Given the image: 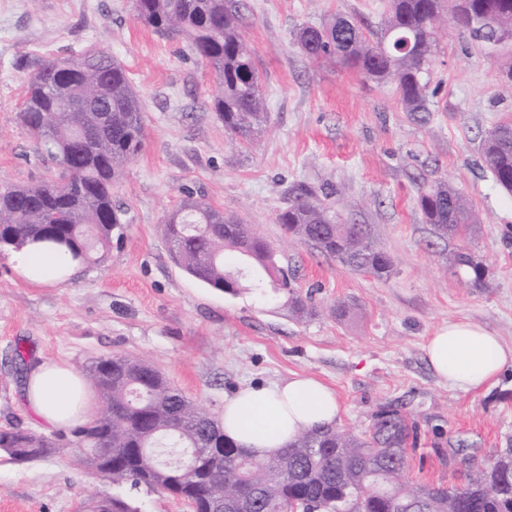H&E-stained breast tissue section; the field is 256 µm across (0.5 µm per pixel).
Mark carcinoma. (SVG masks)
Listing matches in <instances>:
<instances>
[{
    "label": "carcinoma",
    "mask_w": 512,
    "mask_h": 512,
    "mask_svg": "<svg viewBox=\"0 0 512 512\" xmlns=\"http://www.w3.org/2000/svg\"><path fill=\"white\" fill-rule=\"evenodd\" d=\"M458 0H389L376 40L342 16L305 26L297 43L313 61L339 60L376 83L392 82L405 111H428L424 75L432 63L438 25L451 15L472 35L477 7L497 9L512 27V0H470L473 14L461 15ZM134 16L154 31L184 38L197 60L219 81L210 107L248 145L267 122L260 76L239 27V0H133ZM60 60L41 64L27 80L21 119L29 138L55 177L0 189V252L40 242L66 248L85 266L104 262L112 235L122 230L123 211L112 203V183L143 147L139 99L125 68L107 52L81 56L78 68ZM97 89L111 113L105 124L94 112H64L60 102ZM86 130L82 141L74 130ZM491 136L500 147L483 153L495 181L512 192V123ZM300 194L277 217L284 234L310 243L342 264L378 279L391 274L389 256L365 227L346 224L338 212ZM418 206L440 238L467 240L481 223L466 198L445 183L422 187ZM170 252L185 272L210 288L233 295L242 290L287 291L292 311L314 312L279 265L276 249L249 225L224 214L201 197L186 196L161 224ZM453 256L473 288L485 286V269ZM88 374L106 408L69 433L46 435L9 422L0 426V451L28 462L63 448H100L112 458L101 479L114 485L162 492L187 501L194 512H512V455L499 459L464 488L411 480L409 458L392 461L385 448H405L415 425L390 405L374 416L362 436L335 428L299 432L284 450L265 460L245 455L224 437L220 420L175 388L153 366L136 357L114 355L94 361ZM198 451L196 466L179 467L178 452ZM103 512H138L120 495L97 500Z\"/></svg>",
    "instance_id": "cac0c4a2"
}]
</instances>
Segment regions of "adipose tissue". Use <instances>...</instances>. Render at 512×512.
Instances as JSON below:
<instances>
[{
	"label": "adipose tissue",
	"mask_w": 512,
	"mask_h": 512,
	"mask_svg": "<svg viewBox=\"0 0 512 512\" xmlns=\"http://www.w3.org/2000/svg\"><path fill=\"white\" fill-rule=\"evenodd\" d=\"M21 274L40 284L57 283V268L73 272L75 263L38 246L15 252ZM434 374L464 393L493 383L512 367V347L484 327L452 321L425 344ZM28 407L51 428L83 424L92 412L93 395L85 379L66 363L41 360L24 379ZM341 406L335 391L311 376L292 375L267 385L248 384L224 400L225 435L246 454L264 459L279 454L300 431L335 426Z\"/></svg>",
	"instance_id": "ef3b65f1"
}]
</instances>
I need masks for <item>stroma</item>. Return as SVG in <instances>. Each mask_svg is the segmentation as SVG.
Masks as SVG:
<instances>
[{
  "mask_svg": "<svg viewBox=\"0 0 512 512\" xmlns=\"http://www.w3.org/2000/svg\"><path fill=\"white\" fill-rule=\"evenodd\" d=\"M388 0H240L242 33L262 76L269 122L247 148L236 145L209 103L210 73L187 42L154 32L131 0H0V187L48 174L19 119L26 77L51 58L101 49L138 92L142 152L112 186L128 224L103 264L56 285L25 280L0 253V425L41 430L22 397L26 360L64 361L84 371L115 354L144 359L214 416L246 383L293 374L335 390L339 429L361 434L380 408L398 407L418 426L412 479L462 488L512 454V370L495 385L462 393L430 369L424 345L451 320L482 325L512 346V194L481 151L512 120V87L499 72L512 46L488 56L452 19L439 29L425 120L405 112L393 84L365 80L341 64L311 62L296 33L341 15L377 32ZM445 183L473 205L481 224L467 242L437 237L418 190ZM315 192L349 224L367 227L393 263L384 280L283 235L276 216L298 188ZM189 194L250 225L311 292L316 316L292 315L286 294L235 295L203 286L170 257L163 217ZM467 246L488 271L468 285L452 262ZM351 311L336 315L337 302ZM72 449L16 462L0 452V512H78L115 493L140 512H192L176 497L115 487L72 465Z\"/></svg>",
  "mask_w": 512,
  "mask_h": 512,
  "instance_id": "35a3bbf8",
  "label": "stroma"
}]
</instances>
